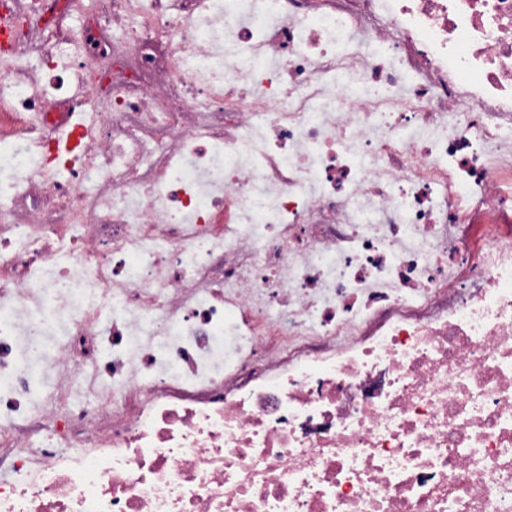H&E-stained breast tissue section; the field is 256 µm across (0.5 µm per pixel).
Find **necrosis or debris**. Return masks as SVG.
<instances>
[{
  "label": "necrosis or debris",
  "instance_id": "4bbe7bcc",
  "mask_svg": "<svg viewBox=\"0 0 512 512\" xmlns=\"http://www.w3.org/2000/svg\"><path fill=\"white\" fill-rule=\"evenodd\" d=\"M97 9L0 0V512H512V0Z\"/></svg>",
  "mask_w": 512,
  "mask_h": 512
}]
</instances>
